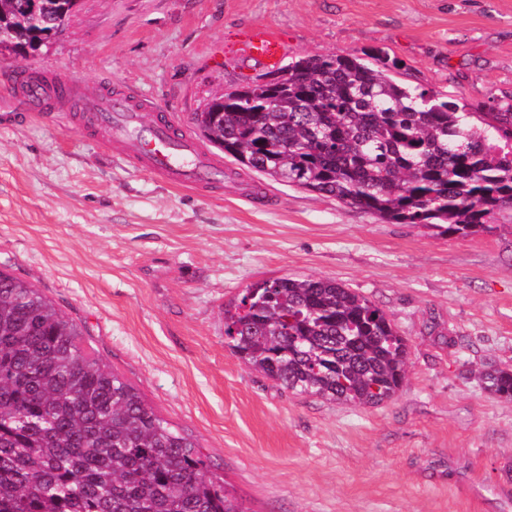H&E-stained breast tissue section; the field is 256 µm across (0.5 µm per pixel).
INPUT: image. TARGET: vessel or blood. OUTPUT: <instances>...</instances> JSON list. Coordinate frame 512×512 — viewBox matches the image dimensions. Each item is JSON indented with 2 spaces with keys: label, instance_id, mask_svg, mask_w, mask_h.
Masks as SVG:
<instances>
[{
  "label": "vessel or blood",
  "instance_id": "obj_1",
  "mask_svg": "<svg viewBox=\"0 0 512 512\" xmlns=\"http://www.w3.org/2000/svg\"><path fill=\"white\" fill-rule=\"evenodd\" d=\"M233 50L243 65L274 71L282 66L289 47L279 31L254 25L236 35ZM21 108L44 113L50 120L63 112L76 113L78 123L102 133L114 152L172 185L203 190L224 179L223 165L195 136L175 132L169 120L147 121L148 112L162 109L155 100L109 90L92 96L70 75L55 72L45 83L21 79L0 88V111Z\"/></svg>",
  "mask_w": 512,
  "mask_h": 512
}]
</instances>
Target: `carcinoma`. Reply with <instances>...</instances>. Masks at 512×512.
Here are the masks:
<instances>
[{
  "label": "carcinoma",
  "instance_id": "obj_1",
  "mask_svg": "<svg viewBox=\"0 0 512 512\" xmlns=\"http://www.w3.org/2000/svg\"><path fill=\"white\" fill-rule=\"evenodd\" d=\"M0 5V46L24 53L70 0ZM400 67L380 48L307 55L288 79L226 92L192 121L240 166L384 223L486 229L512 208V105L469 112L394 80ZM82 336L38 289L0 272V512H245L193 439ZM224 336L249 369L329 402L378 405L408 380V345L387 314L329 278L254 284L224 308ZM483 381L512 400L511 370Z\"/></svg>",
  "mask_w": 512,
  "mask_h": 512
}]
</instances>
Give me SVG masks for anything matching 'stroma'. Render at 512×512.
Segmentation results:
<instances>
[{
  "label": "stroma",
  "mask_w": 512,
  "mask_h": 512,
  "mask_svg": "<svg viewBox=\"0 0 512 512\" xmlns=\"http://www.w3.org/2000/svg\"><path fill=\"white\" fill-rule=\"evenodd\" d=\"M268 24L290 59L380 48L396 80L479 111L512 104V0H83L68 29L8 72L102 77L180 127L240 86L237 28ZM224 183L176 188L100 135L37 116L0 124V271L84 330L83 345L198 444L247 512H512V209L436 235L223 158ZM283 276L322 277L382 308L409 380L374 407L298 395L224 343V305ZM485 388L499 398L512 400V371L490 369L483 375Z\"/></svg>",
  "instance_id": "1"
}]
</instances>
